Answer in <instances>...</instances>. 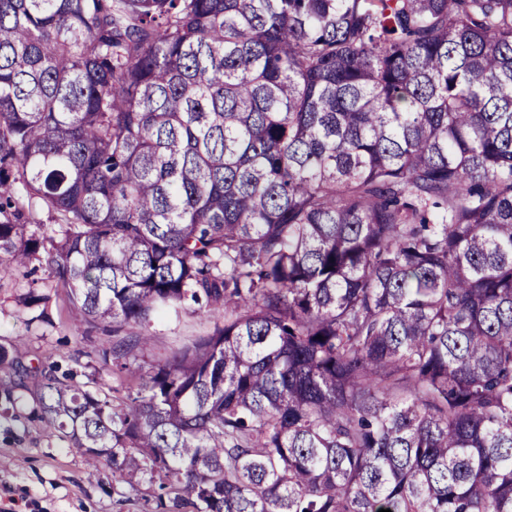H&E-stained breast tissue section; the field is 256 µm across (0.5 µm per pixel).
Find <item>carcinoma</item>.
Listing matches in <instances>:
<instances>
[{
  "label": "carcinoma",
  "instance_id": "carcinoma-1",
  "mask_svg": "<svg viewBox=\"0 0 512 512\" xmlns=\"http://www.w3.org/2000/svg\"><path fill=\"white\" fill-rule=\"evenodd\" d=\"M34 261L135 386L44 368L33 413L164 512H512V0H0ZM26 205V216L28 218L27 224H33V229L36 228V225H44V228H47L49 231L51 228H56V225L60 223L58 220L57 214L48 211L46 208L41 206L37 201L33 200L32 204ZM214 325V320L197 306H188L179 318L159 319L153 327L152 345L144 359L152 361L188 343L194 336H205L212 332Z\"/></svg>",
  "mask_w": 512,
  "mask_h": 512
}]
</instances>
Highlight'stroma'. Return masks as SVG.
I'll use <instances>...</instances> for the list:
<instances>
[{
    "label": "stroma",
    "mask_w": 512,
    "mask_h": 512,
    "mask_svg": "<svg viewBox=\"0 0 512 512\" xmlns=\"http://www.w3.org/2000/svg\"><path fill=\"white\" fill-rule=\"evenodd\" d=\"M32 290L42 295L41 304H26ZM213 328V319L194 306L159 319L145 358L165 355ZM18 339L26 344L25 365L74 372L91 390L121 384L102 362L112 345L111 328L82 323L65 288L44 268L0 274V345ZM37 383L35 376L24 377L17 390L21 408L0 415V512H158V483L130 487L110 469L90 470L67 441L46 436L32 413Z\"/></svg>",
    "instance_id": "1"
}]
</instances>
